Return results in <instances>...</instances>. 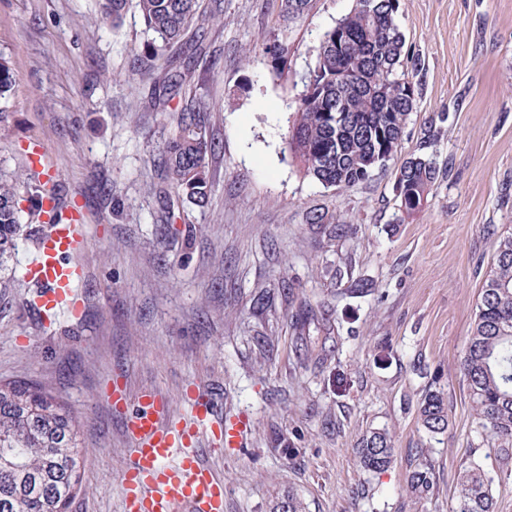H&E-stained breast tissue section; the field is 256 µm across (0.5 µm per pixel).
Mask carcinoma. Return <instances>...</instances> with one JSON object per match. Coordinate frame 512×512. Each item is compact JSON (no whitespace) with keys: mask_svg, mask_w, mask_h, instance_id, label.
<instances>
[{"mask_svg":"<svg viewBox=\"0 0 512 512\" xmlns=\"http://www.w3.org/2000/svg\"><path fill=\"white\" fill-rule=\"evenodd\" d=\"M397 0H356L354 8L326 30L314 64L300 77L294 98L295 118L286 148L302 173L325 187L348 189L388 166L401 150L407 119L419 86H407L419 63L404 66L405 38L396 22ZM134 6L154 40L143 48L144 69L130 82L132 94L151 82L162 91L155 120L173 131L162 146L163 180L178 200L206 203L212 182L206 157L215 151L203 126L191 112L168 110L170 100L190 83L189 65L163 57L184 43L192 25L205 29L220 14L207 11L202 0H98L102 19L116 21ZM308 0H279L282 31L308 7ZM264 53L279 66L288 61V42L276 39ZM14 85L8 61L0 57V114L6 111ZM346 106L344 123L336 126V104ZM440 176L437 163L425 154L411 155L396 178L400 198L410 214L426 200ZM18 186L0 177V274L23 236ZM473 325L467 337L460 373L473 402L476 430L491 442L501 471L512 475V230L495 240L493 262L480 288ZM426 432L448 428V412L440 393L429 390L419 403ZM81 432L68 405L32 380L0 381V512H70L82 485L84 462ZM368 470L391 463L395 448L385 432H373L357 448ZM407 491L423 497L433 490L428 462L410 465ZM449 512H495L492 479L471 462L463 469Z\"/></svg>","mask_w":512,"mask_h":512,"instance_id":"1","label":"carcinoma"}]
</instances>
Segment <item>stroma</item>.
Returning <instances> with one entry per match:
<instances>
[{
	"label": "stroma",
	"mask_w": 512,
	"mask_h": 512,
	"mask_svg": "<svg viewBox=\"0 0 512 512\" xmlns=\"http://www.w3.org/2000/svg\"><path fill=\"white\" fill-rule=\"evenodd\" d=\"M354 4L311 0L284 29L276 0H224L206 54L170 48L190 59L186 104L219 149L207 157L208 203L183 201L181 234L168 240L153 87L134 95L127 84L149 39L140 14L112 24L96 0H0V55L16 78L0 170L26 176L25 142L43 143L59 173L56 203L82 212L86 237L81 307L43 326L26 307L42 203L21 192L26 232L0 287V380L36 381L69 404L84 460L72 512H121L130 447L105 394L116 374L131 392L159 390L178 416L196 381L220 411L252 418L246 448L206 457L226 482L224 512H269L290 492L304 512H448L471 461L493 479L496 512H512V482L498 480L472 430L459 371L496 235L512 224V0H398L421 91L389 168L340 190L304 177L284 147L295 84ZM283 30L287 70L246 60ZM431 125L441 174L404 217L396 171ZM316 211L328 223H307ZM337 268L365 284L364 297L344 295ZM429 390L448 409L438 435L418 416ZM378 430L395 454L373 472L357 448ZM418 448L433 465L424 499L406 490Z\"/></svg>",
	"instance_id": "stroma-1"
}]
</instances>
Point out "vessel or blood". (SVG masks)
Here are the masks:
<instances>
[{
    "label": "vessel or blood",
    "instance_id": "1",
    "mask_svg": "<svg viewBox=\"0 0 512 512\" xmlns=\"http://www.w3.org/2000/svg\"><path fill=\"white\" fill-rule=\"evenodd\" d=\"M42 218L54 229L41 241L27 276L37 287L29 307L47 323L58 312L79 307L83 267L78 256L85 240L75 216L58 222L46 210ZM110 396L126 412L123 428L131 443L120 489L122 512H224L226 485L203 462L199 445L208 442L220 454L244 447L249 421L224 415L199 386L187 390L182 416L172 415L155 390L133 396L116 385Z\"/></svg>",
    "mask_w": 512,
    "mask_h": 512
}]
</instances>
